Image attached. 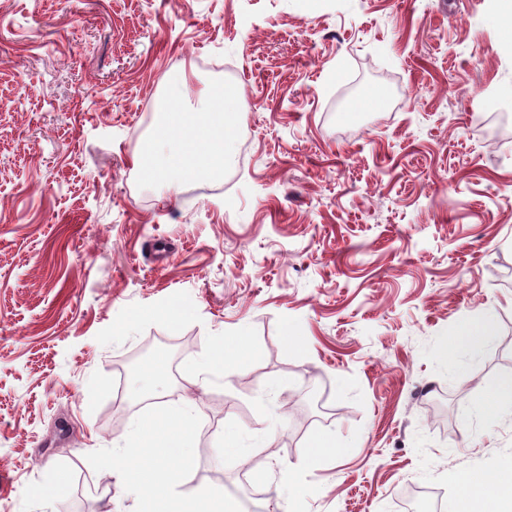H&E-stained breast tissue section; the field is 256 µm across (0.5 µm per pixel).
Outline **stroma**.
I'll list each match as a JSON object with an SVG mask.
<instances>
[{
    "mask_svg": "<svg viewBox=\"0 0 512 512\" xmlns=\"http://www.w3.org/2000/svg\"><path fill=\"white\" fill-rule=\"evenodd\" d=\"M180 74L191 111L239 94L228 188L135 167ZM1 207L0 512H141L112 459L155 400L191 424L185 481L252 465L259 512H488L477 480L512 477L492 0H0ZM242 330L251 364L199 391ZM316 433L345 449L307 467ZM248 334L239 333L232 342L222 341L216 343L206 354L204 363L199 368L203 377L199 379L197 385L199 389L205 391L207 388V374L221 372L226 374V366L234 361L240 365L246 364L251 358V352L248 345Z\"/></svg>",
    "mask_w": 512,
    "mask_h": 512,
    "instance_id": "35a3bbf8",
    "label": "stroma"
}]
</instances>
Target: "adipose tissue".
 I'll return each instance as SVG.
<instances>
[{
    "label": "adipose tissue",
    "instance_id": "1",
    "mask_svg": "<svg viewBox=\"0 0 512 512\" xmlns=\"http://www.w3.org/2000/svg\"><path fill=\"white\" fill-rule=\"evenodd\" d=\"M236 110L237 98L231 92L212 95L200 116L179 106L166 108L160 136L145 141L135 157L144 180L155 183L171 173L183 180L221 178L234 151L230 117ZM250 358L246 334L213 345L201 367L199 389H206L208 374L225 372L233 361L246 364ZM189 437L187 423L147 416L139 421L127 452L114 456V466L140 494L145 512H233L223 490L177 493L188 465Z\"/></svg>",
    "mask_w": 512,
    "mask_h": 512
}]
</instances>
